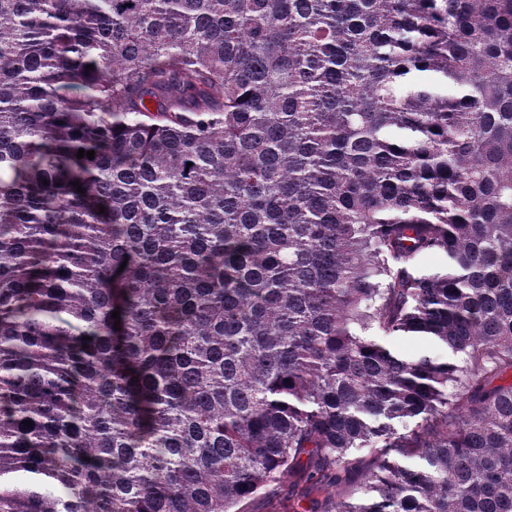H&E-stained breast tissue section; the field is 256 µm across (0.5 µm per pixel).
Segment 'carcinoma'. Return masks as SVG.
I'll return each instance as SVG.
<instances>
[{"label": "carcinoma", "instance_id": "carcinoma-1", "mask_svg": "<svg viewBox=\"0 0 512 512\" xmlns=\"http://www.w3.org/2000/svg\"><path fill=\"white\" fill-rule=\"evenodd\" d=\"M293 473L512 512V0H0V512ZM387 344L398 353L407 356H427L435 360H448V349L432 341L416 338L394 337Z\"/></svg>", "mask_w": 512, "mask_h": 512}]
</instances>
